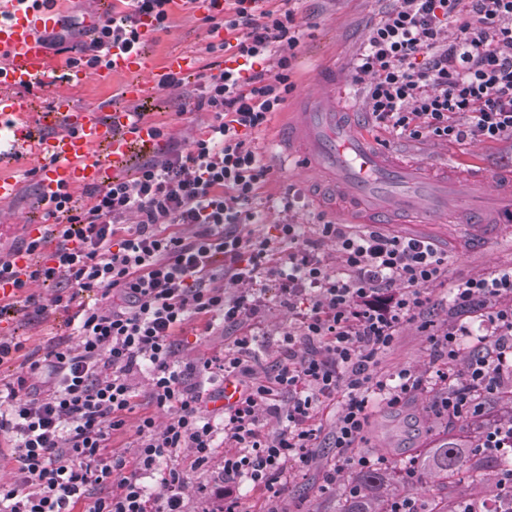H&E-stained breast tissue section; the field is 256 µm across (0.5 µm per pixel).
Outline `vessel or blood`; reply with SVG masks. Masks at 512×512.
<instances>
[{"label": "vessel or blood", "mask_w": 512, "mask_h": 512, "mask_svg": "<svg viewBox=\"0 0 512 512\" xmlns=\"http://www.w3.org/2000/svg\"><path fill=\"white\" fill-rule=\"evenodd\" d=\"M55 10L35 6L33 0H0V154L31 152L45 157L37 178L45 194L59 188L89 187L129 172L134 155L149 154L158 144L152 121L124 110L102 113L90 106L72 111L67 98H57L48 110L31 114L17 88L42 82L49 71L43 30L55 24ZM108 69L92 72L70 67L67 78L79 87L90 79L104 81L118 74H136L147 66L142 52L112 47ZM328 102L304 101L290 132L293 147L275 154L284 169L311 167L319 179L330 181L345 205L367 209L377 220L393 211L410 212L418 222L430 223L448 212V185L425 179L415 166L397 165L377 151L372 138L343 118L345 101L335 73L322 75ZM490 175L474 173L462 204L472 225L486 223L478 201Z\"/></svg>", "instance_id": "1"}]
</instances>
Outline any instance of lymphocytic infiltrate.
<instances>
[{
	"label": "lymphocytic infiltrate",
	"instance_id": "1",
	"mask_svg": "<svg viewBox=\"0 0 512 512\" xmlns=\"http://www.w3.org/2000/svg\"><path fill=\"white\" fill-rule=\"evenodd\" d=\"M120 18L103 17L67 65L106 66L111 45L140 48L150 24L166 31L174 5L204 9L223 29L208 44L221 54L189 97L213 113L207 130L176 147L163 138L155 157L75 197L64 188L37 204L50 223L26 239V272L0 256V282L14 291L0 316L67 315L76 345L43 356L17 336H0V365L23 359L30 374L0 377V438L14 464L0 482V512H185L187 476L207 470L216 439L224 454V512H242L232 487L250 482L264 512H279L290 467L306 465L322 433L319 411L337 406L336 450L326 475L336 486L361 439L373 398L400 406L432 387L435 417L483 420L500 390L492 377L512 352V266L449 282L448 256L427 238L375 224L325 221L305 229L290 220L297 197L275 204L285 221L256 234L271 168L255 135L293 90L300 43L291 0H119ZM375 130L409 141L449 145L512 143V0H392L356 58ZM191 233H184L182 225ZM333 244L341 270L323 248ZM51 283V297L31 292ZM449 287L461 309H478L486 342L464 352L463 320L424 323L433 351L427 373H385L404 324L418 320L429 291ZM289 321L273 373L257 366L266 343L268 289ZM100 302L87 304L86 296ZM239 328L222 351L182 365L191 322ZM145 382L146 395L136 384ZM234 383L233 403L212 407L208 384ZM166 412L157 423V412ZM279 422L266 432L264 418ZM133 431L132 459L111 455L114 435ZM112 491L100 495L99 489Z\"/></svg>",
	"mask_w": 512,
	"mask_h": 512
}]
</instances>
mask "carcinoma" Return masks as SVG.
<instances>
[{
	"label": "carcinoma",
	"instance_id": "carcinoma-1",
	"mask_svg": "<svg viewBox=\"0 0 512 512\" xmlns=\"http://www.w3.org/2000/svg\"><path fill=\"white\" fill-rule=\"evenodd\" d=\"M412 468L432 480V490L447 492V508H439L433 495L428 499L429 508L425 512H450L452 506L462 510L475 500L473 496L466 500L454 499L450 489L456 483L465 481L470 485L478 484L483 480L484 471L489 469L496 470L498 476L504 475L512 469V461L502 456L477 455L474 448L446 437L429 449L425 456L414 460ZM350 484L357 487L360 494L356 497L339 494L338 512H388L390 502L401 497L394 477L384 467L357 470L352 473Z\"/></svg>",
	"mask_w": 512,
	"mask_h": 512
}]
</instances>
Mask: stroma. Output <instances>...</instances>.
<instances>
[{"label":"stroma","instance_id":"1","mask_svg":"<svg viewBox=\"0 0 512 512\" xmlns=\"http://www.w3.org/2000/svg\"><path fill=\"white\" fill-rule=\"evenodd\" d=\"M391 5V0H295L293 7L301 26L302 37L297 48V59L291 77L295 88L288 94L283 109L277 112L259 136L261 148L268 149L277 141L279 132L294 109L298 97L320 93L315 81L317 72L335 68L345 80V90L353 102H360L362 88L352 80V64L364 42L369 28L378 21ZM210 41L209 25L199 11H176L170 19L168 31L151 34L143 43L142 51L148 67L136 74L135 79L146 85L145 94L138 100L123 97L126 76L117 75L108 82L89 81L84 86L72 87L58 81L52 91L32 90L26 97L32 109L41 112L52 103V93L70 98L74 108L81 109L101 103L116 108L137 107L146 117L166 124L168 133L179 142L198 136L212 122L206 111L182 112L183 92L192 90L199 82L197 73L186 74L182 87L161 89L157 86L164 72L165 59L174 51H188L210 61L205 51ZM379 145L397 162L423 163L427 169L440 173L448 171L459 176L474 171H487L504 176L512 171V147L507 145L477 144L451 147L433 140L410 142L380 133ZM32 160L21 158L5 165L4 170L16 177L17 192L13 200L0 204V254H8L18 243L32 234L33 222L41 220L42 210L36 204L39 184L37 178L27 176L33 168ZM312 175L303 169L284 170L272 168L263 197L275 203L287 192H295L300 200L295 208V220L300 224H315L326 218L340 224L347 223L343 212L336 210L318 197ZM460 210L449 204L448 219L433 224H393L392 233L425 237L434 241L448 256V278L456 281L492 271L512 263V223L486 224L479 231L456 222ZM65 315L56 311L41 322L23 315L0 320V334L23 337L28 348L47 347L52 342L66 339L63 325ZM431 362L427 336L418 323L404 326L397 346L382 358L386 371L402 367H427ZM432 396L419 392L398 407L381 404L370 415L356 455L381 461L391 468L402 492L421 496V484H405L408 461L432 445L436 435L449 432L465 435L474 431L473 423L461 418L449 420L447 425L433 424ZM224 445H217L205 474H189L185 490L186 512H215L224 501ZM334 449L328 440H321L309 465L300 468L282 495V512H336L338 499L335 490H324V473L327 462L333 458ZM207 485V493H200L199 485Z\"/></svg>","mask_w":512,"mask_h":512}]
</instances>
